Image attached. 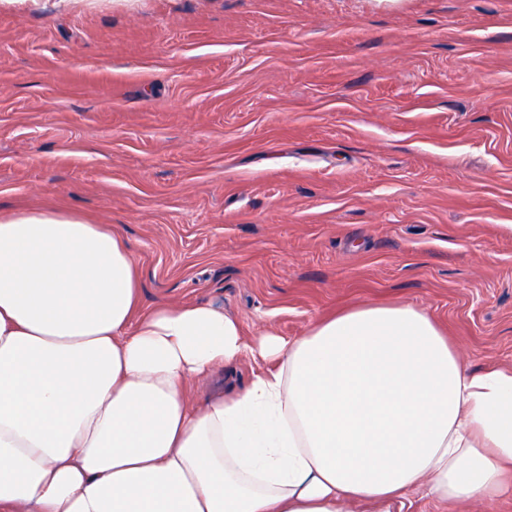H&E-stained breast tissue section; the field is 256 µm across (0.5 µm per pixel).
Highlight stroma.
Masks as SVG:
<instances>
[{"instance_id": "obj_1", "label": "stroma", "mask_w": 512, "mask_h": 512, "mask_svg": "<svg viewBox=\"0 0 512 512\" xmlns=\"http://www.w3.org/2000/svg\"><path fill=\"white\" fill-rule=\"evenodd\" d=\"M35 209L111 226L143 307L409 303L511 368L512 0L0 6V215Z\"/></svg>"}]
</instances>
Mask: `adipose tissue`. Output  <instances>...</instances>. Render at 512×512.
<instances>
[{"label":"adipose tissue","instance_id":"ef3b65f1","mask_svg":"<svg viewBox=\"0 0 512 512\" xmlns=\"http://www.w3.org/2000/svg\"><path fill=\"white\" fill-rule=\"evenodd\" d=\"M104 224L0 217V512H398L512 489V368L469 369L410 304L284 340L208 303L139 309ZM267 362L202 404L189 382ZM268 367V363L256 362L250 357H245L225 368V375L227 373L230 376L237 388H243L250 383L255 373Z\"/></svg>","mask_w":512,"mask_h":512}]
</instances>
